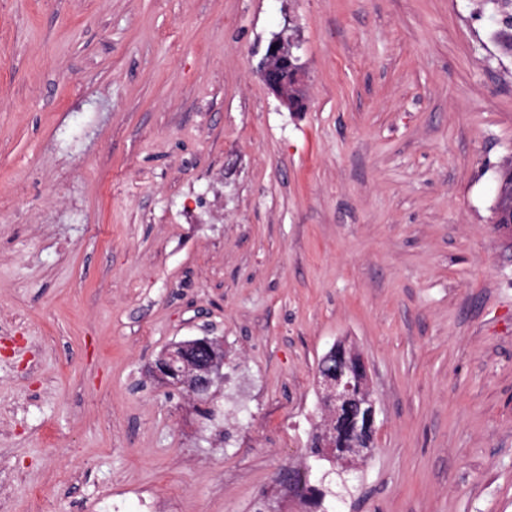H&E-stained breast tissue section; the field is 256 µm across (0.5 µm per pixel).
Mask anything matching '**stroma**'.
I'll list each match as a JSON object with an SVG mask.
<instances>
[{"label": "stroma", "instance_id": "stroma-1", "mask_svg": "<svg viewBox=\"0 0 512 512\" xmlns=\"http://www.w3.org/2000/svg\"><path fill=\"white\" fill-rule=\"evenodd\" d=\"M290 32L306 111L258 63ZM480 0H0V512H310L316 364L368 366L326 512H512V55ZM222 338L206 420L149 365ZM504 182H498L495 198L496 210L494 211L493 223L497 226L512 227V199L510 200L511 188L503 187ZM509 196V200L506 197ZM505 198V201H504Z\"/></svg>", "mask_w": 512, "mask_h": 512}]
</instances>
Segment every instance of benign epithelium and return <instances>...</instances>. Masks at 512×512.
I'll list each match as a JSON object with an SVG mask.
<instances>
[{"instance_id":"obj_1","label":"benign epithelium","mask_w":512,"mask_h":512,"mask_svg":"<svg viewBox=\"0 0 512 512\" xmlns=\"http://www.w3.org/2000/svg\"><path fill=\"white\" fill-rule=\"evenodd\" d=\"M297 48L299 44L292 38L276 35L268 43L260 62V74L265 84L291 112H298L307 104V98L303 97V67L299 63V57L294 53ZM511 194V188L504 187L501 182L498 183L493 223L499 226L512 227V199H508ZM198 346L201 352L197 355L195 365L190 367L188 374L181 377L178 386L194 395H204L215 385L224 361L212 353L208 346V338H201ZM359 373H368L367 364L361 357L346 364L336 372V375L324 380L326 396L336 406V414H341L342 409L348 407L353 397L358 395L352 378Z\"/></svg>"}]
</instances>
